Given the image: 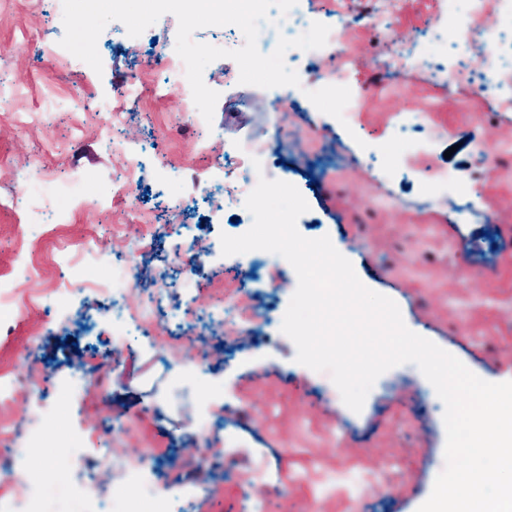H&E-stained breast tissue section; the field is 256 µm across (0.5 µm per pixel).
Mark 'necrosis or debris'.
<instances>
[{
  "label": "necrosis or debris",
  "mask_w": 512,
  "mask_h": 512,
  "mask_svg": "<svg viewBox=\"0 0 512 512\" xmlns=\"http://www.w3.org/2000/svg\"><path fill=\"white\" fill-rule=\"evenodd\" d=\"M417 1L423 6L418 34L409 41L396 42L373 79L354 82L351 47L341 38L340 17L350 14L358 6L374 29L383 30L406 14ZM336 14L338 20L331 24L323 48L288 49L284 62L299 76L301 85L293 90L296 98L316 102L328 89H335L336 123L343 129L351 128L356 112L362 110L368 96L395 95L397 87L393 79L397 76H419L441 83L447 86L449 95H456L463 63L475 51L484 56V71L476 86L477 94L493 101L500 111L512 112V0H345L343 6L337 7ZM321 16V11L310 8L309 0H298L285 13L278 7H270L266 20L259 25L258 51L264 55L273 53L279 38L298 37ZM322 57L330 59V70L308 75L306 63ZM161 63L165 77L154 85V94L161 97L170 87H178L191 127L204 126L205 120L193 101L184 64L174 46H167ZM392 128L395 141L405 154L429 153L441 136L440 129L426 125L424 114L419 112L396 114ZM270 153L269 143L259 141L254 134L245 131L229 145L232 167L217 165L205 174L198 166L183 165L177 172V179L187 193L199 188L204 181L219 182L224 190V204L215 215L220 218L225 211H236L241 221L229 226L228 233L238 236L253 222L244 206L246 197L260 178L273 180L277 177L269 161ZM78 184L75 178L61 184L37 180L23 186L22 192L28 196L43 190L51 191L57 203V220L63 224L74 209L88 203ZM473 191L471 183L459 181L447 170L437 169L423 177L419 192L410 197L409 203L418 209H430L449 205L456 197L471 195ZM152 235V228H145L142 239L129 244L128 261L120 270L102 257L96 241L91 238L78 240L73 248L58 255L59 261L70 268L97 267V275L87 279L86 284L111 304L112 351L116 354L121 351L128 326L151 331L168 302V294L163 289L147 293L134 307L125 301L126 292L132 285L133 268L145 250L144 241ZM207 314L216 321L235 320L248 329L260 326L264 320L263 314L244 298L239 286L231 282L214 288ZM155 348L174 379L175 398L196 413L201 432L213 431V415L197 385L193 366L182 359L177 342L160 336L155 340ZM49 414L45 406L34 404L28 413L26 430L21 434L13 424L0 420V512H128L127 497L154 493L155 486L146 472V457L109 452L100 457L99 464L111 474L114 487L126 490V498L106 501L95 494L90 482L82 481L70 486L65 506H56L54 497L45 487L33 482L27 474V462L42 438Z\"/></svg>",
  "instance_id": "4bbe7bcc"
}]
</instances>
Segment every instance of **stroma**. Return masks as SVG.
<instances>
[{
  "label": "stroma",
  "instance_id": "obj_1",
  "mask_svg": "<svg viewBox=\"0 0 512 512\" xmlns=\"http://www.w3.org/2000/svg\"><path fill=\"white\" fill-rule=\"evenodd\" d=\"M56 0H0V93L15 97L13 111H0V270L10 269L18 249L13 227L35 214L18 189L45 174L63 178L86 174L83 194L96 196L124 170L128 152L140 164L141 192L134 205L116 204L105 213L74 210L56 225L57 244L41 247L37 275L14 283L18 299L43 297V304L22 308L12 322L8 356L24 358L18 373L37 385L56 415L47 422L40 443L45 454L32 458L30 473L43 486L59 490L91 474L98 492L111 497L110 477L95 466L103 452H157L156 480L172 494L137 502V512H416L430 496L445 465V406L417 366L401 364L377 378L361 412L333 396L318 372L296 362V347L279 321L250 332L213 321L205 311L206 292L185 290L188 269L203 267L207 276H223L213 253L218 230L213 210L219 186L190 193L182 204L171 202L173 173L163 157L175 156L205 168L224 163V145L243 130L276 143L280 175L295 185L309 205L297 220L308 239L329 237L353 265L360 281L392 298L406 326L461 360L481 379L512 381V365H487L485 356L512 346V169L483 178L476 202L489 217L477 222L460 209L439 206L427 211L400 210L384 204L385 194L407 198L417 184L383 185L378 170L396 162L391 116L440 109L429 124L445 129L432 155L410 158L415 170L443 168L468 177L477 163L472 146L492 140L512 126V112H498L489 101L468 94L469 111H460L447 90L418 77L408 78L407 94L377 100L357 115V133L338 127L331 100L311 106L290 101L276 115L269 90L224 78L223 60L210 63L203 81L219 94L212 123L202 129L187 124L177 88L163 99L150 97L126 106V120L114 136L126 153L107 148L98 119L70 109L73 95L88 101L111 97L116 83L138 76L162 81L163 49L176 33L174 15L159 18L138 40L127 37L122 22L106 25L97 41L102 72L59 45L64 27L55 20ZM418 12L407 13L393 36L373 34L369 21L352 16L347 37L357 43L353 70L372 78L378 58L387 55L392 38L414 35ZM122 225L121 235L112 228ZM153 225L150 249L137 268L126 295L136 305L165 277L169 303L161 326L177 335L179 351L196 367V380L209 406L222 411L216 434H198L196 417L171 401L173 382L155 358L149 334L130 336L119 364L98 360L97 337L108 333L106 298L77 294L48 300L47 295L71 272L59 264V248L94 233L110 263L123 266L126 244ZM265 285L250 290L251 302L265 312L287 307L297 287L296 272L281 256L264 268ZM184 308L196 319H182ZM91 365L92 375L70 395L60 386L72 365ZM126 422L112 435L105 419ZM343 425L336 440L319 431ZM99 428L98 437L82 441L80 461L55 472L56 449L70 448L69 433ZM232 428L235 447L224 445L223 428ZM314 428L310 440L300 432ZM400 457V470L384 492L367 496L342 483L319 491L321 477L312 461L329 470L362 471L386 466ZM310 471V481L294 477ZM420 473L412 485L407 477Z\"/></svg>",
  "mask_w": 512,
  "mask_h": 512
}]
</instances>
